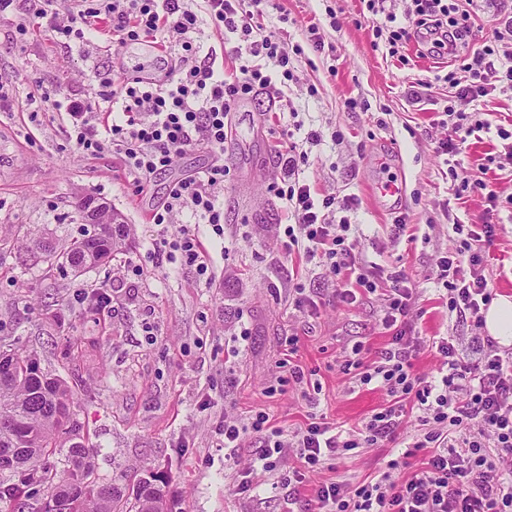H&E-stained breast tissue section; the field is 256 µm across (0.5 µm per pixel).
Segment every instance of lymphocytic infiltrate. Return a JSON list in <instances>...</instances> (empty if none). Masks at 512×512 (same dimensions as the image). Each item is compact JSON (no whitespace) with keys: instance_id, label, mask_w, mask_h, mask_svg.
Here are the masks:
<instances>
[{"instance_id":"obj_1","label":"lymphocytic infiltrate","mask_w":512,"mask_h":512,"mask_svg":"<svg viewBox=\"0 0 512 512\" xmlns=\"http://www.w3.org/2000/svg\"><path fill=\"white\" fill-rule=\"evenodd\" d=\"M32 2L31 19L16 24L19 36L28 35L32 19L45 18L58 37L81 40L104 19L118 45L151 37L177 48L164 83L129 77L116 86L111 78L102 79L106 98L121 114L118 120H110L89 101L69 100V136L83 154L96 156L110 149L120 155L140 193L185 148L195 144L210 148L216 156L211 166L171 182L150 221L167 225L185 211L223 235L220 200L230 175L223 154L232 105L258 95L272 100L279 93L271 75L253 65V58L272 62L282 77L291 75L287 50L264 35L260 24L265 13L279 10V0H204L212 28L220 35L238 37L228 54L239 65L228 73L217 67L215 51H203L194 38L198 27L194 0H66L59 9L50 8L48 0ZM367 7L382 19L376 34L386 35L394 48L413 41L428 56L454 59L471 34L469 14L451 17L448 0H367ZM500 59L507 64L506 79L512 81V16L497 20L493 44L470 55L467 68L472 81L458 86L456 100L470 103L486 96L485 75ZM277 159L280 176L271 188L294 218L285 230L284 249L300 247L309 259L326 260L331 272L343 279L336 291L341 302L354 303L360 290L383 294L381 322L391 332L387 346L367 364L360 357L362 343H355L346 366L354 370L357 384L380 385L391 401L357 433L344 438L323 416L313 413L287 441L282 429L261 412L250 426L224 425L220 430L224 446L240 447L249 432L259 435L265 445L256 463L269 471L276 470L287 450H294L301 467L282 475V484L288 486L329 457L394 441L399 419L410 406L424 412L428 426L414 443L428 451L422 472L398 478L399 462L393 459L370 482L353 487L319 483L313 490L319 512H512V355L501 356L494 343L481 340L467 351L448 337L434 344L441 364L439 378L418 372L414 359L419 341L410 323L417 292L409 287L407 274L394 268L373 274L358 271L355 245L347 237L349 225L338 226L331 219L336 208L352 209L355 201L332 196L315 201L310 184L299 177L308 155L290 130L281 133ZM454 230L462 240L454 254L439 262L436 277L448 292L449 311L478 326L482 306L493 299L486 266L497 228L488 221L458 224ZM159 249L193 267L199 278L209 279L203 244L194 230L178 228L161 239ZM381 280L387 284L382 291L377 288Z\"/></svg>"}]
</instances>
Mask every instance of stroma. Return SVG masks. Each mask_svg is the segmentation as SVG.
Returning a JSON list of instances; mask_svg holds the SVG:
<instances>
[{
	"label": "stroma",
	"mask_w": 512,
	"mask_h": 512,
	"mask_svg": "<svg viewBox=\"0 0 512 512\" xmlns=\"http://www.w3.org/2000/svg\"><path fill=\"white\" fill-rule=\"evenodd\" d=\"M456 2L471 14L473 49L489 40L497 10L512 9V0ZM280 4L281 12L264 15V32L302 51L291 57L293 76L282 85L277 106L256 96L243 100L232 118L224 144L231 168L224 234L216 236L207 224L198 227L213 273L208 284L180 260L155 251L161 235L148 218L172 181L207 168L213 154L189 147L140 194L118 154L88 157L76 149L68 115L60 109L74 96L100 102L104 77L118 82L139 66L147 76H160L162 65L148 42L120 46L96 34L87 43H55L43 26L17 40L15 25L26 17L29 0H16L13 18H0V84L12 90L14 102L0 111V225L22 224L33 237L52 242L77 237L84 226L74 218L75 204L92 195L123 215L130 240L115 260L79 276L46 272L23 249L7 255V264L23 263L28 271L0 274V337L36 351L42 367L67 382L82 381L85 390L72 410L96 451L100 477L120 481L146 469L164 472L183 512H285L290 493L295 512H313L315 485L372 479L392 454L388 444L359 448L280 489L278 472L252 465L262 448L256 435L247 434L237 448L220 446L218 430L228 420L242 425L264 412L293 431L315 409L346 433L389 402L384 388L358 386L345 367L354 343H363L369 360L389 340L379 294L361 292L355 303H341L327 266L282 248L291 217L269 190L278 175L279 124L296 125L300 141L310 131L321 133L319 143L307 144L300 177L316 198L357 199L347 218L362 267H400L417 289L419 372L439 374L434 339L451 336L468 347L478 334L471 321L449 312L448 292L435 278L439 259L458 246L454 224L493 220L497 236L487 276L495 293L512 294V181L504 177L497 135L501 128L512 131V89L497 83L474 104L491 128L469 138L456 157L458 173L471 182L463 187L437 150L449 133L441 118L454 93L439 76L451 71L466 79L461 65L417 57L411 45L405 50L409 64L400 63L376 42L363 0ZM312 23L324 42L319 52L308 41ZM422 80L434 81L435 88L429 99L412 103L407 92ZM45 90L53 102L39 101ZM390 180L401 186V197L381 193ZM490 188L498 195L493 205L486 198ZM400 215L402 230L395 224ZM298 283L320 297L316 311L295 306ZM93 292L110 297L101 322L86 302ZM291 334L302 338L297 363L319 385L315 401L299 385L270 390L283 373V341ZM73 338L79 348L65 356ZM246 468L254 486L248 497L237 490Z\"/></svg>",
	"instance_id": "obj_1"
}]
</instances>
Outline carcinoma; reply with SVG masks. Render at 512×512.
I'll return each mask as SVG.
<instances>
[{"label": "carcinoma", "instance_id": "cac0c4a2", "mask_svg": "<svg viewBox=\"0 0 512 512\" xmlns=\"http://www.w3.org/2000/svg\"><path fill=\"white\" fill-rule=\"evenodd\" d=\"M127 237L123 224H96L93 233L54 246L13 225L0 234V266L8 252L29 242L41 250L48 268L68 267L78 274L114 259ZM73 396L36 354L0 344V455L13 454V464L0 467V501H8L11 512H56L61 503L68 512H173L167 482L157 472L130 484L99 480L95 449L83 441L71 412ZM33 485L45 489L46 497L26 492Z\"/></svg>", "mask_w": 512, "mask_h": 512}]
</instances>
